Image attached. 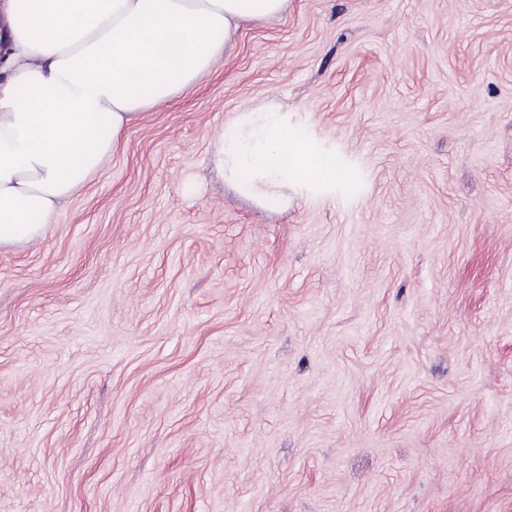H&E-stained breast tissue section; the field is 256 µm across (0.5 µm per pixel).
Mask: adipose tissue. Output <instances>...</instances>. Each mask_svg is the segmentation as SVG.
<instances>
[{"label": "adipose tissue", "mask_w": 512, "mask_h": 512, "mask_svg": "<svg viewBox=\"0 0 512 512\" xmlns=\"http://www.w3.org/2000/svg\"><path fill=\"white\" fill-rule=\"evenodd\" d=\"M288 0H0V248L42 237L146 108L191 90L240 22ZM227 182L288 199V174L332 180L279 112H243L214 137Z\"/></svg>", "instance_id": "ef3b65f1"}]
</instances>
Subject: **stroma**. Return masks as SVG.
<instances>
[{
	"instance_id": "obj_1",
	"label": "stroma",
	"mask_w": 512,
	"mask_h": 512,
	"mask_svg": "<svg viewBox=\"0 0 512 512\" xmlns=\"http://www.w3.org/2000/svg\"><path fill=\"white\" fill-rule=\"evenodd\" d=\"M0 512H512V0H289L0 249ZM214 165L227 182L239 184V176L251 172L247 194L263 202L288 201V170L334 180L331 165L317 160L304 140L288 133L282 112H241L214 137Z\"/></svg>"
}]
</instances>
